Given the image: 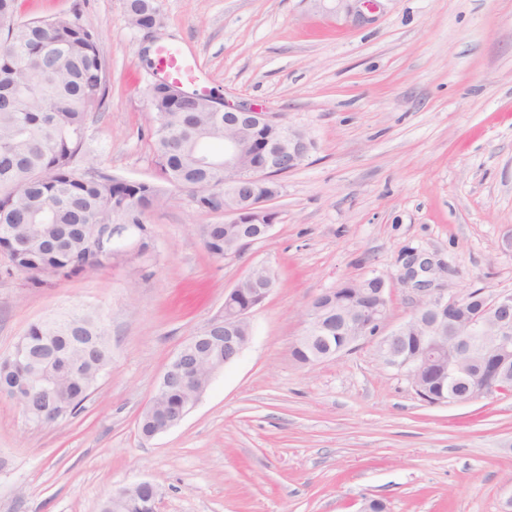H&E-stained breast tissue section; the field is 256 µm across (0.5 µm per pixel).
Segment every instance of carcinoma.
Instances as JSON below:
<instances>
[{
	"label": "carcinoma",
	"mask_w": 512,
	"mask_h": 512,
	"mask_svg": "<svg viewBox=\"0 0 512 512\" xmlns=\"http://www.w3.org/2000/svg\"><path fill=\"white\" fill-rule=\"evenodd\" d=\"M16 0H0V247L10 267L28 285L88 274L116 260L130 259L124 244L101 247L109 226L122 220L137 229L136 256L147 255L150 229L141 216L169 200L152 181L120 180L82 172L76 159L91 116L106 95L105 62L98 33L76 13L49 18H17ZM158 127L154 154L162 180L189 189L198 208L224 203V161L200 154L205 140H221L212 114L195 99L163 96L149 90ZM222 224L202 229L206 250L224 257ZM95 311L54 316L35 322L18 344L37 355L75 356L78 381L61 384L51 407L65 418L77 414L101 372L112 362L107 332ZM426 342L415 333L402 336L394 352L415 364ZM27 365L0 357V386H16ZM177 381L162 393L160 409L172 411L186 400Z\"/></svg>",
	"instance_id": "obj_1"
}]
</instances>
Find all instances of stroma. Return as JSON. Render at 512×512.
Returning <instances> with one entry per match:
<instances>
[{
  "label": "stroma",
  "mask_w": 512,
  "mask_h": 512,
  "mask_svg": "<svg viewBox=\"0 0 512 512\" xmlns=\"http://www.w3.org/2000/svg\"><path fill=\"white\" fill-rule=\"evenodd\" d=\"M156 0V42L188 48L211 92L282 115L312 141L280 176L270 237L240 255L203 246L186 191L152 209L147 256L28 286L0 253V357L28 327L104 312L112 363L82 411L51 425L0 397V512H100L149 480L160 512H502L512 494V397L430 404L376 343L312 365L292 348L319 294L375 276L386 329L420 297L406 262L430 259L448 295L512 290V0ZM27 20L78 12L99 35L108 92L80 171L155 180L153 68L124 0H17ZM277 284L253 337L175 427L138 423L173 354L255 265Z\"/></svg>",
  "instance_id": "35a3bbf8"
}]
</instances>
